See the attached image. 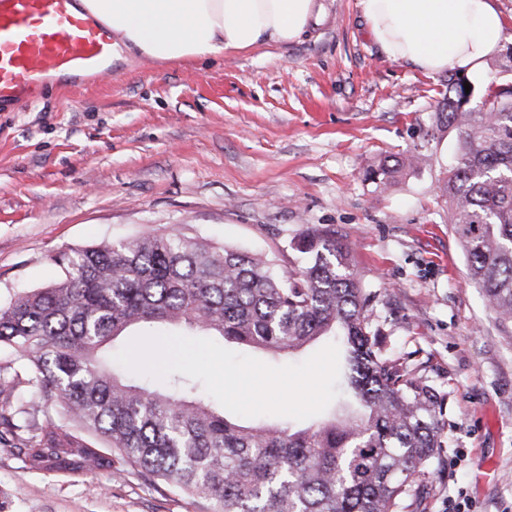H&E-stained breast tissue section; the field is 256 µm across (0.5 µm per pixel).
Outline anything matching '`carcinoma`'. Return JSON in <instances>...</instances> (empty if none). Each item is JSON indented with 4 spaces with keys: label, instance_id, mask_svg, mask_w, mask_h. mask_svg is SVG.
Segmentation results:
<instances>
[{
    "label": "carcinoma",
    "instance_id": "obj_1",
    "mask_svg": "<svg viewBox=\"0 0 512 512\" xmlns=\"http://www.w3.org/2000/svg\"><path fill=\"white\" fill-rule=\"evenodd\" d=\"M433 116L437 130L456 134L441 191L468 279L512 322V79L455 71ZM423 161L414 152L366 178L387 185ZM294 250L305 263L278 272L266 256L164 228L53 258L64 278L0 306V347L24 362L45 416L20 449L31 468L133 471L206 502L207 512H400L444 447L447 395L386 355L335 231L307 226ZM155 324L277 356L337 334L338 389L363 415L244 425L201 398L198 380L172 374L162 393L116 375L103 349Z\"/></svg>",
    "mask_w": 512,
    "mask_h": 512
}]
</instances>
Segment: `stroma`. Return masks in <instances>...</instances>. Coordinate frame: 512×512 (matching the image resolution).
Returning <instances> with one entry per match:
<instances>
[{
    "label": "stroma",
    "mask_w": 512,
    "mask_h": 512,
    "mask_svg": "<svg viewBox=\"0 0 512 512\" xmlns=\"http://www.w3.org/2000/svg\"><path fill=\"white\" fill-rule=\"evenodd\" d=\"M297 40L205 61L115 49L112 74L0 111V305L63 276L55 255L163 228L287 271L302 226L353 250L388 354L447 393V443L404 512H512V322L466 278L440 186L454 133L432 129L447 73L388 59L358 0H322ZM421 148L388 186L367 169ZM0 409L26 372L0 350ZM138 474L31 469L0 447V512H204Z\"/></svg>",
    "instance_id": "35a3bbf8"
}]
</instances>
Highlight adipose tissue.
Wrapping results in <instances>:
<instances>
[{"instance_id": "obj_1", "label": "adipose tissue", "mask_w": 512, "mask_h": 512, "mask_svg": "<svg viewBox=\"0 0 512 512\" xmlns=\"http://www.w3.org/2000/svg\"><path fill=\"white\" fill-rule=\"evenodd\" d=\"M387 58L425 73L479 77L512 35L494 0H358ZM128 51L157 61L203 60L271 40L294 41L318 19V0H81Z\"/></svg>"}]
</instances>
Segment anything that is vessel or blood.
<instances>
[{
    "label": "vessel or blood",
    "instance_id": "b4317fda",
    "mask_svg": "<svg viewBox=\"0 0 512 512\" xmlns=\"http://www.w3.org/2000/svg\"><path fill=\"white\" fill-rule=\"evenodd\" d=\"M117 39L79 0H0V108L59 80L76 88L98 80Z\"/></svg>",
    "mask_w": 512,
    "mask_h": 512
}]
</instances>
